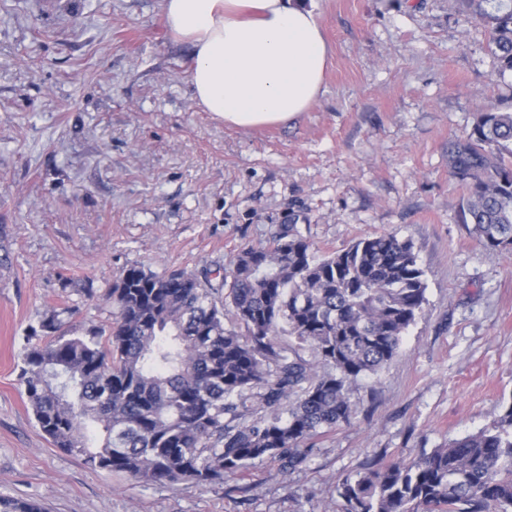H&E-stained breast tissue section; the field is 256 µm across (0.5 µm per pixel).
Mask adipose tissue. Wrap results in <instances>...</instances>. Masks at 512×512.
<instances>
[{
	"mask_svg": "<svg viewBox=\"0 0 512 512\" xmlns=\"http://www.w3.org/2000/svg\"><path fill=\"white\" fill-rule=\"evenodd\" d=\"M168 28L193 48L192 99L226 126L284 124L321 93L328 48L301 0H164Z\"/></svg>",
	"mask_w": 512,
	"mask_h": 512,
	"instance_id": "adipose-tissue-1",
	"label": "adipose tissue"
}]
</instances>
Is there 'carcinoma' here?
<instances>
[{
	"label": "carcinoma",
	"mask_w": 512,
	"mask_h": 512,
	"mask_svg": "<svg viewBox=\"0 0 512 512\" xmlns=\"http://www.w3.org/2000/svg\"><path fill=\"white\" fill-rule=\"evenodd\" d=\"M461 2L512 71V4ZM448 173L468 189L464 223L511 253L512 112L477 113L448 142ZM215 275L131 266L108 330L41 321L19 381L54 447L145 484L204 486L267 459L296 469L307 441L356 415L352 384L397 356L426 303L412 243L390 234L318 258L282 224ZM336 493L345 512H512V406L408 463L365 462ZM0 512L46 509L0 494Z\"/></svg>",
	"instance_id": "obj_1"
}]
</instances>
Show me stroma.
Segmentation results:
<instances>
[{
    "label": "stroma",
    "instance_id": "stroma-1",
    "mask_svg": "<svg viewBox=\"0 0 512 512\" xmlns=\"http://www.w3.org/2000/svg\"><path fill=\"white\" fill-rule=\"evenodd\" d=\"M329 47L323 92L288 123L230 128L195 105L192 48L163 0H0V494L47 512H344L366 460L409 462L512 406V254L463 224L448 142L512 110L485 30L459 0H304ZM291 224L317 256L393 234L427 302L357 414L288 471L147 485L54 448L19 383L51 311L112 323L130 266L204 275Z\"/></svg>",
    "mask_w": 512,
    "mask_h": 512
}]
</instances>
